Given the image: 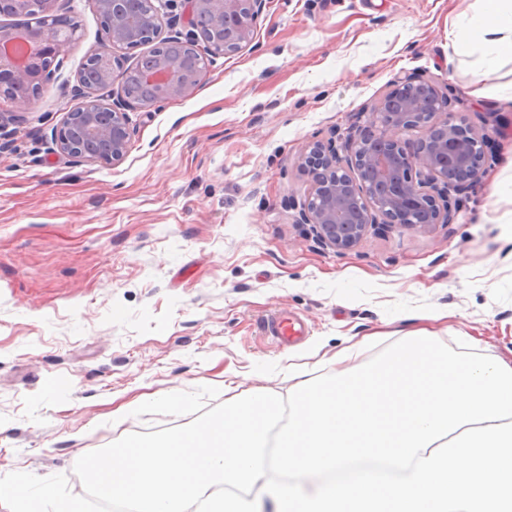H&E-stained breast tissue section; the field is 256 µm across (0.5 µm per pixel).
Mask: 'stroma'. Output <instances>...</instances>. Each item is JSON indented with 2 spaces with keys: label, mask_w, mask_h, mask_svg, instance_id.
<instances>
[{
  "label": "stroma",
  "mask_w": 512,
  "mask_h": 512,
  "mask_svg": "<svg viewBox=\"0 0 512 512\" xmlns=\"http://www.w3.org/2000/svg\"><path fill=\"white\" fill-rule=\"evenodd\" d=\"M484 0H266L252 42L196 93L139 109L124 160L77 163L51 138L80 105L101 35L92 0H58L77 39L0 151V477L66 475L85 453L184 426L240 391L287 392L283 367L346 339L427 327L512 355V61L493 72L470 29ZM447 92L494 154L454 223L371 231L339 253L305 233L308 145L344 143L396 77ZM302 320L280 344L267 320ZM180 398L113 420L144 397Z\"/></svg>",
  "instance_id": "obj_1"
}]
</instances>
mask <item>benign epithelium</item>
I'll list each match as a JSON object with an SVG mask.
<instances>
[{"label": "benign epithelium", "mask_w": 512, "mask_h": 512, "mask_svg": "<svg viewBox=\"0 0 512 512\" xmlns=\"http://www.w3.org/2000/svg\"><path fill=\"white\" fill-rule=\"evenodd\" d=\"M58 0H0V16H25L24 27L0 25V98L22 107L55 79L76 40V31L54 15ZM149 11L133 15L128 0H94L112 22L101 27L92 49L99 80L78 78L80 106L66 113L53 134L55 151L77 162L118 164L134 135L130 113L143 108L124 89L100 91L120 82L125 70L121 50L158 43L160 53L144 80L153 87L150 106L191 97L204 70L170 53L193 49L213 59L237 52L250 41L265 0H181V12L167 16L162 35V6L146 0ZM420 128L411 147L400 135ZM347 165L336 158V140L314 142L304 156L311 188L299 223L323 245L344 253L369 230L400 227L425 230L451 224L459 196L481 180L488 140L456 112L452 100L418 76L395 79L374 105L369 125L347 145Z\"/></svg>", "instance_id": "1"}]
</instances>
